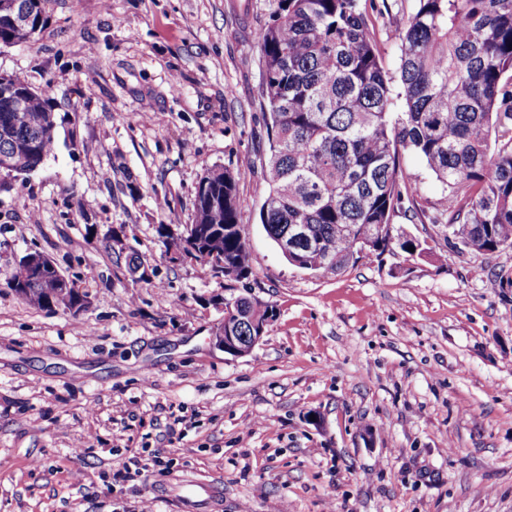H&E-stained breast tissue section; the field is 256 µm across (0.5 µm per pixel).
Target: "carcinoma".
<instances>
[{"mask_svg":"<svg viewBox=\"0 0 512 512\" xmlns=\"http://www.w3.org/2000/svg\"><path fill=\"white\" fill-rule=\"evenodd\" d=\"M257 32L263 121L261 164L268 195L259 223L274 242L305 224L309 241L293 259L301 269L339 273L363 252L403 251L419 241L394 234L407 179L399 150L413 151L444 187L438 224L476 252L512 248V0H416L398 31L399 91L373 38L367 0H268ZM45 0H0V43L32 34L10 22L23 10L43 23ZM20 94V110L7 106ZM56 122L44 93L0 81V164L8 175L33 171L49 156ZM500 146L491 148V140ZM194 259L224 262V279L251 274L241 238L236 177L213 167L196 187ZM16 295L37 308L73 311L79 291L15 270Z\"/></svg>","mask_w":512,"mask_h":512,"instance_id":"carcinoma-1","label":"carcinoma"}]
</instances>
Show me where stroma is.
<instances>
[{
    "label": "stroma",
    "instance_id": "35a3bbf8",
    "mask_svg": "<svg viewBox=\"0 0 512 512\" xmlns=\"http://www.w3.org/2000/svg\"><path fill=\"white\" fill-rule=\"evenodd\" d=\"M414 7L372 16L387 69ZM268 19V0H46L30 41L0 45V73L45 91L56 121L47 159L0 182V512H171L186 480L223 512H512V248L449 242L443 187L403 150L394 223L423 254L289 264L258 218ZM216 165L242 202L237 291L276 313L243 357L212 341L224 279L170 262L157 234L192 222ZM32 251L85 311L14 294ZM133 253L150 280L129 276ZM142 450L161 466L125 477Z\"/></svg>",
    "mask_w": 512,
    "mask_h": 512
}]
</instances>
